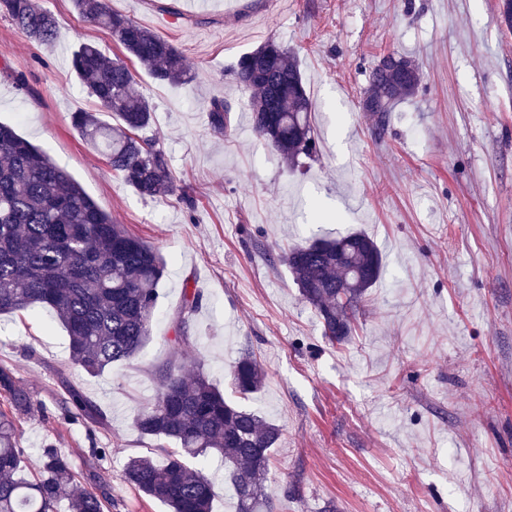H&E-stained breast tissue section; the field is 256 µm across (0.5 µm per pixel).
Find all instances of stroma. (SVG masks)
<instances>
[{"label":"stroma","instance_id":"obj_1","mask_svg":"<svg viewBox=\"0 0 512 512\" xmlns=\"http://www.w3.org/2000/svg\"><path fill=\"white\" fill-rule=\"evenodd\" d=\"M58 25L38 45L0 15V122L44 150L116 223L167 265L151 336L131 361L92 377L70 365L54 315H0V364L35 407L23 416L27 467L46 444L76 472L112 481V512H164L123 486L132 457L162 459V442L132 426L154 397V373L176 359L204 366L230 400L280 426L266 485L273 512H512V32L499 0H110L164 30L192 79L171 85L135 68L154 107L151 132L176 178L144 198L74 130L94 110L71 64L84 42L120 48L72 0H37ZM274 38L294 51L312 101L318 159L289 169L252 130L233 69ZM410 57L421 81L384 134L361 99L387 54ZM24 86H17L15 76ZM232 131L209 125L213 99ZM363 231L383 273L344 343L326 340L284 263L269 255ZM204 295L178 348L185 289ZM248 352L262 388L239 399L230 368ZM66 376L107 414L93 429L55 409ZM105 449L89 457L90 446Z\"/></svg>","mask_w":512,"mask_h":512}]
</instances>
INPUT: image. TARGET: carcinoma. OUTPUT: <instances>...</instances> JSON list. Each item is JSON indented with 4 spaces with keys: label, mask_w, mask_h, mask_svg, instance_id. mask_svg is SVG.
Segmentation results:
<instances>
[{
    "label": "carcinoma",
    "mask_w": 512,
    "mask_h": 512,
    "mask_svg": "<svg viewBox=\"0 0 512 512\" xmlns=\"http://www.w3.org/2000/svg\"><path fill=\"white\" fill-rule=\"evenodd\" d=\"M84 21L107 29L114 41L161 83H185L184 57L169 40L112 10L108 0H74ZM0 14L30 40L49 45L57 21L36 0H0ZM380 75L372 70L361 100L382 134L395 103L412 95L420 80L404 57ZM73 70L100 107L72 115V126L94 148L104 150L112 170L142 197L170 191L174 176L167 154L147 135L154 123L149 99L135 92V75L121 58L93 43H82L72 57ZM235 80L249 94L247 108L254 131L283 163L294 168L318 153L310 123L312 103L299 66L274 39L242 55ZM115 118L111 124L101 116ZM209 124L216 135L231 130L230 110L215 99ZM301 299L315 312L327 339L347 340L355 330V312L383 270L381 252L369 235L352 232L316 238L283 252ZM165 263L155 247L131 235L102 211L82 187L49 155L0 123V315L53 311L68 337L69 362L99 376L117 362L132 360L151 334ZM203 294L185 290L177 317L178 345L191 346L190 325ZM241 395L257 392L263 373L242 354L231 370ZM157 394L134 418L143 436L169 439L177 447L163 460H128L121 482L157 501L169 512H212L214 485L203 472L210 456L224 460L237 512H271L264 477L280 438V428L224 398L203 367L193 376L170 362L155 373ZM31 393L13 369L0 365V512H110L112 480L94 475L98 486L78 491L72 454L46 447L35 473L21 475L25 462L17 422L33 407ZM63 418L95 426L107 415L78 388L65 386L58 402Z\"/></svg>",
    "instance_id": "carcinoma-1"
}]
</instances>
